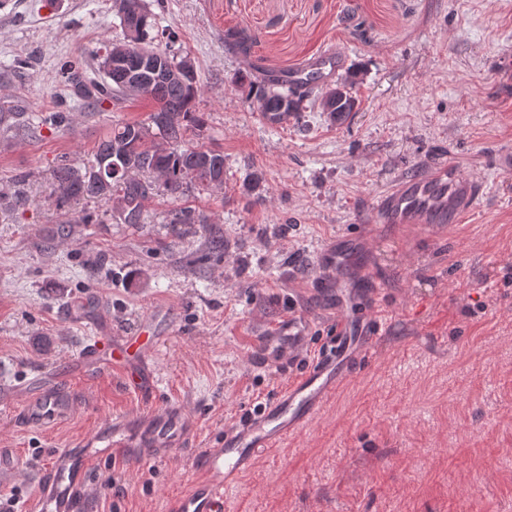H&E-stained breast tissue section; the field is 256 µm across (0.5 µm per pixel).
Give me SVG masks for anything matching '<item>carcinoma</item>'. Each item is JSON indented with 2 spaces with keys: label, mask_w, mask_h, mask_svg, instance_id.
<instances>
[{
  "label": "carcinoma",
  "mask_w": 512,
  "mask_h": 512,
  "mask_svg": "<svg viewBox=\"0 0 512 512\" xmlns=\"http://www.w3.org/2000/svg\"><path fill=\"white\" fill-rule=\"evenodd\" d=\"M113 6L120 19L131 15L135 20L132 32L127 31V25H122L124 39L120 44L134 48L141 43L161 53L154 82L139 94L151 102L153 112L144 123L115 125L110 134L95 145L94 162L107 159L112 162L110 196L102 194L98 183L82 179V169L62 156L52 170L51 202L61 210L73 200L99 199L108 205L112 215H124L123 223L137 225L141 221L143 202L161 190L178 198L188 192L204 193L217 188V181L224 176V154L184 144L188 131L203 133L205 121L195 112L199 85L187 83L173 74L172 67L180 63L173 51L176 33L169 29L157 30L156 16L145 0H113ZM62 80L72 89L78 85L84 87L78 98L87 107L119 97L133 98L112 73L106 71L103 78L92 80L74 62L64 67ZM234 83L248 85V95L260 112L276 117L283 111H290L289 104L293 102L298 104L295 111H302L300 104L314 94L308 81L295 86L285 83L278 91L275 85L279 84V79L273 74L253 81L239 73ZM27 178L26 174L16 177L13 193H0V201L11 206L26 204L28 197L20 186Z\"/></svg>",
  "instance_id": "obj_1"
}]
</instances>
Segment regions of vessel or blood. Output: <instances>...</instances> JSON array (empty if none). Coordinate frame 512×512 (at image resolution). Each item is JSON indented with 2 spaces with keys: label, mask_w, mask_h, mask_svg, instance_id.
<instances>
[{
  "label": "vessel or blood",
  "mask_w": 512,
  "mask_h": 512,
  "mask_svg": "<svg viewBox=\"0 0 512 512\" xmlns=\"http://www.w3.org/2000/svg\"><path fill=\"white\" fill-rule=\"evenodd\" d=\"M344 67L341 51L329 49L306 65L289 71L292 82L306 80L313 72L335 73ZM484 184L464 175L454 162L443 160L420 173L395 181L374 203L371 220L377 224H451L481 208ZM364 241L341 240L335 251L326 253L325 263L348 281H362L360 261L367 253ZM336 334L312 366L290 381L282 394L246 424L224 431V445L210 448L200 459L203 478L188 493L175 498L172 512H224V490L251 472L259 458L276 450L289 436L312 422L325 408L351 372L349 353L359 335L345 318L344 302H337ZM305 323L288 319L264 345L256 363L287 352L301 351ZM159 333L153 322H145L140 335L97 337L75 365L78 373L90 376L100 371H121L128 385L140 394L153 387L150 358ZM12 407L20 426L47 431L76 412L78 398L59 374L44 370L39 377L0 397ZM197 425L183 405L109 417L92 437L72 447L57 450L44 466L41 481L27 503L26 512H87L89 474L94 460L105 457L168 458L177 449L191 447Z\"/></svg>",
  "instance_id": "1"
}]
</instances>
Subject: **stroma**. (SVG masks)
<instances>
[{
	"label": "stroma",
	"instance_id": "stroma-1",
	"mask_svg": "<svg viewBox=\"0 0 512 512\" xmlns=\"http://www.w3.org/2000/svg\"><path fill=\"white\" fill-rule=\"evenodd\" d=\"M146 2L194 65L199 143L223 153L224 186L152 196L134 226L97 199L65 212L49 201L59 156L91 164L114 124L152 110L114 99L86 112L62 81L69 61L99 77L96 51L122 41L113 0L0 7V108L16 112L0 125V191L29 176L27 205L0 207V391L52 368L82 398L47 432L0 411V446L28 460L0 489L28 500L54 451L113 414L175 402L198 422L194 447L164 460L107 457L89 475L90 512H170L200 480L202 452L275 400L335 335L320 256L349 238L367 243L376 290L350 292L347 317L380 316L381 331L321 415L225 490L224 512H512V170L499 164L512 151V87L494 66L512 51V0ZM229 30L250 36L249 50L228 48ZM331 46L345 55L336 83L356 100L343 124L316 99L269 124L232 82L239 71L286 73ZM18 58L29 66L15 68ZM56 110L68 129L37 124ZM442 158L484 182L479 213L443 230L371 223L389 182ZM184 206L207 224L170 223ZM87 214L93 223H81ZM291 315L310 324L306 347L253 364ZM151 318L167 334L151 359V398L116 373L72 375L104 329L123 336Z\"/></svg>",
	"mask_w": 512,
	"mask_h": 512
}]
</instances>
